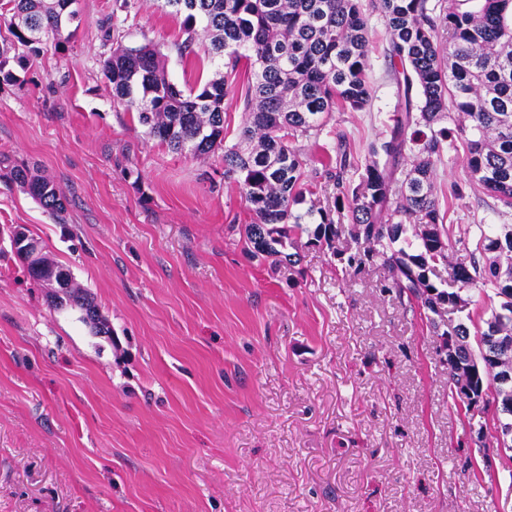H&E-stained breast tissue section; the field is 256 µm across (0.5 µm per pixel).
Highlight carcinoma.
I'll return each mask as SVG.
<instances>
[{
  "label": "carcinoma",
  "mask_w": 512,
  "mask_h": 512,
  "mask_svg": "<svg viewBox=\"0 0 512 512\" xmlns=\"http://www.w3.org/2000/svg\"><path fill=\"white\" fill-rule=\"evenodd\" d=\"M168 13L183 18L185 38L174 43L182 58L207 62L226 73L197 91L172 83L160 51L151 44H112V19L103 26L110 46L100 56L112 84L113 107L136 114L147 134L176 150L224 151V179L237 184L251 212L244 234L250 256L277 267L297 265L307 243L336 255L345 209L355 247L340 258L360 276L373 268L389 274L382 288L416 302L433 334L448 335L438 308L455 314L457 341L446 353L452 399L467 409L512 401V385L497 377L512 370V224H477L469 262L448 266L457 241L445 225L435 187V164L445 148L465 150V183L496 198L508 218L512 209V0H372L385 20L390 75L397 104L387 134L371 141L357 182L346 145L322 163L321 176L340 192L333 207L306 199L302 152L297 142L317 140L336 111H361L371 101L368 76L369 16L361 0H183ZM10 37L0 41V83L16 81L10 61L36 59L49 46L68 42L64 29L80 23L60 15L56 0H3ZM204 24L209 45L195 48V27ZM251 72L244 93L248 118L238 142L224 148V98L237 93L231 76ZM0 179L19 186L53 216L65 197L48 177L26 165L0 160ZM46 269L27 267L33 280L66 268L43 257ZM491 288L498 304L477 325L469 292ZM57 308L86 311L79 320L95 336L111 329L93 298L74 281Z\"/></svg>",
  "instance_id": "carcinoma-1"
}]
</instances>
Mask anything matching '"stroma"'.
Wrapping results in <instances>:
<instances>
[{
  "label": "stroma",
  "mask_w": 512,
  "mask_h": 512,
  "mask_svg": "<svg viewBox=\"0 0 512 512\" xmlns=\"http://www.w3.org/2000/svg\"><path fill=\"white\" fill-rule=\"evenodd\" d=\"M74 7L64 48L0 86V153L57 183L66 221L0 181V228L39 238L118 342L0 251V512H512V454L471 451L418 307L314 246L293 267L252 261L222 152L172 150L113 107L99 56L116 0ZM369 27L371 104L305 141L308 168L341 139L363 166L387 130L396 88L371 8ZM113 36L156 44L181 89L214 76L176 54L182 24L158 0ZM500 208L476 186L450 200V264Z\"/></svg>",
  "instance_id": "stroma-1"
}]
</instances>
